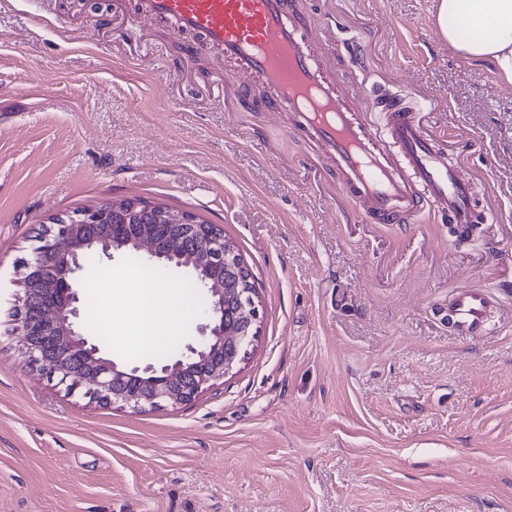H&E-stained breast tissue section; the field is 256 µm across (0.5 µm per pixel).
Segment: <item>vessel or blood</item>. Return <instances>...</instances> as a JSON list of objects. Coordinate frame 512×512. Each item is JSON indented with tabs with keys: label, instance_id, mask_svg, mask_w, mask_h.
<instances>
[{
	"label": "vessel or blood",
	"instance_id": "vessel-or-blood-1",
	"mask_svg": "<svg viewBox=\"0 0 512 512\" xmlns=\"http://www.w3.org/2000/svg\"><path fill=\"white\" fill-rule=\"evenodd\" d=\"M139 13L166 19L198 34L235 66L237 78H261L274 92L273 112H291L302 138L322 143L346 174V192L365 205L367 217L396 224L430 206L466 235L485 217L472 200L471 184L449 164L421 108L406 94L382 90L370 109L384 127L356 117L338 101L315 53L305 45L309 19L293 0H136ZM494 304L486 290H459L448 303V325L460 336L482 335Z\"/></svg>",
	"mask_w": 512,
	"mask_h": 512
}]
</instances>
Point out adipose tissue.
<instances>
[{
	"label": "adipose tissue",
	"mask_w": 512,
	"mask_h": 512,
	"mask_svg": "<svg viewBox=\"0 0 512 512\" xmlns=\"http://www.w3.org/2000/svg\"><path fill=\"white\" fill-rule=\"evenodd\" d=\"M435 22L450 48L471 61L492 62L500 78L512 83V0H438ZM464 30L471 31L470 39L461 38ZM125 279L126 286L101 295L98 303L124 302L131 323L127 341L135 349L157 345L190 317L183 289L149 279L141 267Z\"/></svg>",
	"instance_id": "obj_1"
}]
</instances>
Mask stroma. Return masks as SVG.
Returning <instances> with one entry per match:
<instances>
[{
	"label": "stroma",
	"mask_w": 512,
	"mask_h": 512,
	"mask_svg": "<svg viewBox=\"0 0 512 512\" xmlns=\"http://www.w3.org/2000/svg\"><path fill=\"white\" fill-rule=\"evenodd\" d=\"M135 0H0V512H512V83L451 50L435 0H294L342 100L422 103L491 219L464 242L431 211L368 223L335 165L225 89L223 53ZM139 199L217 225L261 316L247 358L191 401H90L11 333L24 261L53 218ZM102 258L90 287L129 268ZM498 302L453 335V293ZM101 352L150 364L114 308Z\"/></svg>",
	"instance_id": "1"
}]
</instances>
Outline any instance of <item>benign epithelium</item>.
I'll use <instances>...</instances> for the list:
<instances>
[{"label": "benign epithelium", "mask_w": 512, "mask_h": 512, "mask_svg": "<svg viewBox=\"0 0 512 512\" xmlns=\"http://www.w3.org/2000/svg\"><path fill=\"white\" fill-rule=\"evenodd\" d=\"M114 208L120 205H100L78 215L83 224L99 229L91 238L64 218L48 229L15 294L13 332L19 337V351L28 363L47 369L61 384H78L102 405L120 404L139 410L187 403L248 355L260 322L254 291H241L244 302L238 326L225 328L224 296L233 285L224 278V262L234 258L235 251L216 226L197 224L172 211L157 212V222L168 225L173 236L194 240L192 254L186 258L175 248H162L150 224H134L127 241H116L112 225L106 223ZM88 245L99 247L107 257L128 247L137 252L145 249L151 259H166L194 271L211 299L198 345L187 346V353L159 368L147 366L142 370L129 369L103 356L77 325L78 297L72 279L82 268L80 253ZM131 378L139 380L135 389L128 387Z\"/></svg>", "instance_id": "obj_1"}]
</instances>
